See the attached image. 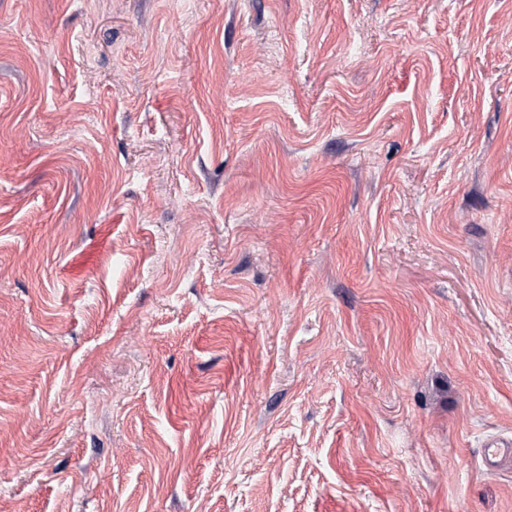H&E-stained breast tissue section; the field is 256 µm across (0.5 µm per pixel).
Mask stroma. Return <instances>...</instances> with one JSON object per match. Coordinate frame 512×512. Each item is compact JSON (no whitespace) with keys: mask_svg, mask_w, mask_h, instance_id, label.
<instances>
[{"mask_svg":"<svg viewBox=\"0 0 512 512\" xmlns=\"http://www.w3.org/2000/svg\"><path fill=\"white\" fill-rule=\"evenodd\" d=\"M512 0H0V512H512ZM481 460L485 468L495 470L512 461V438L490 435L482 441Z\"/></svg>","mask_w":512,"mask_h":512,"instance_id":"obj_1","label":"stroma"}]
</instances>
